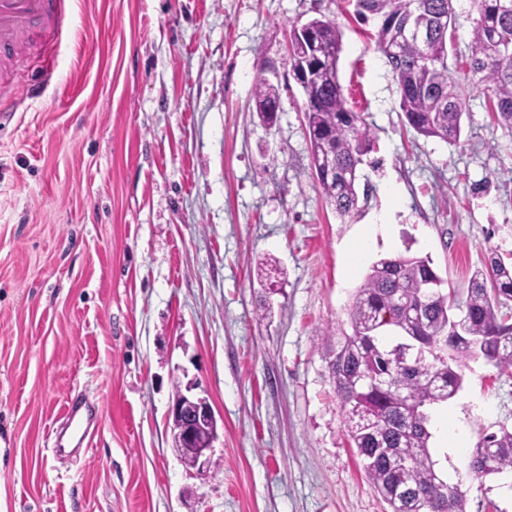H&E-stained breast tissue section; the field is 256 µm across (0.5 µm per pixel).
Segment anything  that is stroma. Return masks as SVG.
Segmentation results:
<instances>
[{"mask_svg": "<svg viewBox=\"0 0 512 512\" xmlns=\"http://www.w3.org/2000/svg\"><path fill=\"white\" fill-rule=\"evenodd\" d=\"M341 31L339 81L374 140L341 219L311 164L288 34ZM0 122V512H386L329 371L370 264L427 256L463 292L512 255V133L460 76L458 144L418 135L348 0H67L45 73ZM277 86L258 116L255 76ZM275 259L279 291L257 265ZM435 417L469 445L512 428V375L469 360ZM212 405L211 462L171 442L176 388ZM89 445L57 448L70 397ZM466 512H512V472L467 481ZM93 413H95V407L86 396L80 400L70 399L67 401L64 417L73 437L80 446L84 444L89 434Z\"/></svg>", "mask_w": 512, "mask_h": 512, "instance_id": "1", "label": "stroma"}]
</instances>
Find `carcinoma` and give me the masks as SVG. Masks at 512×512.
<instances>
[{"instance_id":"cac0c4a2","label":"carcinoma","mask_w":512,"mask_h":512,"mask_svg":"<svg viewBox=\"0 0 512 512\" xmlns=\"http://www.w3.org/2000/svg\"><path fill=\"white\" fill-rule=\"evenodd\" d=\"M479 17L470 54L457 67L479 75L497 125L512 132V9L507 0H474ZM354 15L373 23L376 46L400 91L406 123L417 134L456 144L464 98L448 65L454 51L453 0H354ZM421 19L426 41L390 47L403 25ZM313 40L322 61L304 112L314 171L336 214L359 208V166L373 142L359 113L348 107L338 80L341 35L336 22L315 19ZM291 60L310 64L309 44L288 38ZM278 99L263 74L255 82V110ZM437 276L425 256H381L370 266L348 308L350 332L330 353V372L345 415L346 432L366 477L390 512H465L464 480L512 469V430L482 437L455 484L433 460L431 409L456 397L461 368L483 358L512 369V324L502 308L512 300V263L491 257L476 271L466 295L428 288ZM462 306L460 329L448 323V306Z\"/></svg>"}]
</instances>
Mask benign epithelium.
Listing matches in <instances>:
<instances>
[{
  "instance_id": "1",
  "label": "benign epithelium",
  "mask_w": 512,
  "mask_h": 512,
  "mask_svg": "<svg viewBox=\"0 0 512 512\" xmlns=\"http://www.w3.org/2000/svg\"><path fill=\"white\" fill-rule=\"evenodd\" d=\"M173 447L181 449L190 443L197 442L199 431L206 430V436L199 443L195 455L186 466L200 468L210 463L211 450L218 439V423L209 402L204 398H194L181 394L173 401L169 409Z\"/></svg>"
}]
</instances>
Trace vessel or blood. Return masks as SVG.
<instances>
[{"label": "vessel or blood", "instance_id": "b4317fda", "mask_svg": "<svg viewBox=\"0 0 512 512\" xmlns=\"http://www.w3.org/2000/svg\"><path fill=\"white\" fill-rule=\"evenodd\" d=\"M63 0H0V68L31 49L37 40L60 32ZM21 91L9 77L0 78V120L10 121ZM95 407L86 398L68 400L64 416L77 442H85Z\"/></svg>", "mask_w": 512, "mask_h": 512}]
</instances>
